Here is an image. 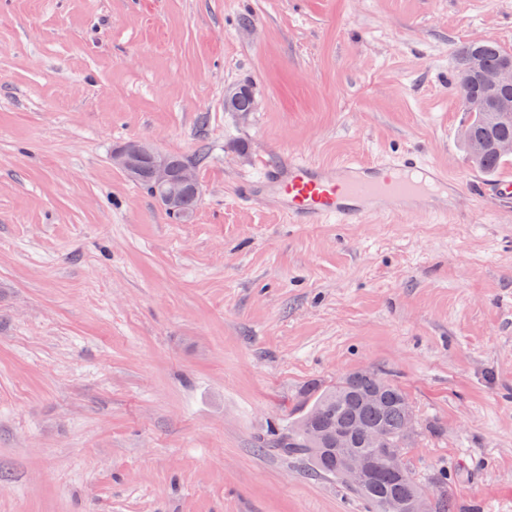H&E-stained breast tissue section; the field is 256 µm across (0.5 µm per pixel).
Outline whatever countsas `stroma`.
<instances>
[{
	"mask_svg": "<svg viewBox=\"0 0 512 512\" xmlns=\"http://www.w3.org/2000/svg\"><path fill=\"white\" fill-rule=\"evenodd\" d=\"M486 40L512 51V0H0V512H364L266 444L362 369L407 393L418 479L512 512V201L233 195L282 151L469 183L454 51ZM141 139L194 164L189 220L113 165Z\"/></svg>",
	"mask_w": 512,
	"mask_h": 512,
	"instance_id": "obj_1",
	"label": "stroma"
}]
</instances>
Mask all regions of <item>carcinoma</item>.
I'll list each match as a JSON object with an SVG mask.
<instances>
[{"label":"carcinoma","instance_id":"1","mask_svg":"<svg viewBox=\"0 0 512 512\" xmlns=\"http://www.w3.org/2000/svg\"><path fill=\"white\" fill-rule=\"evenodd\" d=\"M473 57L479 59L483 70L490 71L498 68L504 60L512 59V53L494 41L464 43L456 50L457 70L466 68ZM465 132L468 143L485 144L482 151L470 153L474 166L486 174H495L508 157V154L496 150L495 144L503 140L512 141V115L491 108L484 112H470ZM411 410L413 407L399 386L380 377L367 378L354 372L334 385L313 390L305 397L296 422L311 419L314 434L330 435L338 429L348 431L347 451L367 458L373 469L381 474L379 478L361 479L345 475L336 463V445L329 441L317 444L304 429L293 424L284 431L271 429L270 441L276 450L304 460L314 475L342 482L366 505L368 512H388L390 503L396 500L408 506L417 496L428 499V512H457L451 496L428 491L414 476L409 456L413 440L406 438L407 414ZM355 422L383 429L388 437L387 447H370L359 433L352 430ZM390 450L397 451L402 458L403 467L397 478L382 477L387 463L386 452Z\"/></svg>","mask_w":512,"mask_h":512}]
</instances>
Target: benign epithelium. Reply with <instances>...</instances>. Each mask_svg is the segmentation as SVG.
Instances as JSON below:
<instances>
[{
    "label": "benign epithelium",
    "mask_w": 512,
    "mask_h": 512,
    "mask_svg": "<svg viewBox=\"0 0 512 512\" xmlns=\"http://www.w3.org/2000/svg\"><path fill=\"white\" fill-rule=\"evenodd\" d=\"M491 90L503 92L496 101L501 112H512V98L504 91L512 88V62H504L499 69L481 74ZM112 163L135 181L146 180L156 191V197L168 212L184 204L185 194L200 195V183L194 168L177 165L146 140L132 141L112 155Z\"/></svg>",
    "instance_id": "1"
}]
</instances>
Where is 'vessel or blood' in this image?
I'll list each match as a JSON object with an SVG mask.
<instances>
[{
	"label": "vessel or blood",
	"mask_w": 512,
	"mask_h": 512,
	"mask_svg": "<svg viewBox=\"0 0 512 512\" xmlns=\"http://www.w3.org/2000/svg\"><path fill=\"white\" fill-rule=\"evenodd\" d=\"M259 170L258 178L237 185L239 200L262 198L292 224H361L380 209L441 216L461 191L447 171L413 150L373 164H327L285 152L261 160ZM474 191L510 200L512 176L476 184Z\"/></svg>",
	"instance_id": "obj_1"
}]
</instances>
